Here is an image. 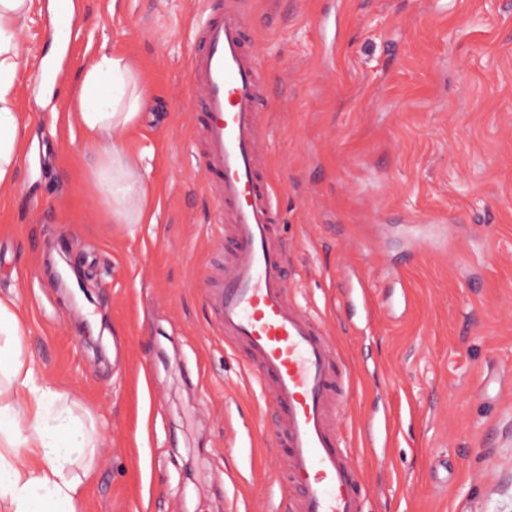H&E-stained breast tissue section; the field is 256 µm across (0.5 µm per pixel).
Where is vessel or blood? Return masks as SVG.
Listing matches in <instances>:
<instances>
[{
	"instance_id": "1",
	"label": "vessel or blood",
	"mask_w": 512,
	"mask_h": 512,
	"mask_svg": "<svg viewBox=\"0 0 512 512\" xmlns=\"http://www.w3.org/2000/svg\"><path fill=\"white\" fill-rule=\"evenodd\" d=\"M68 12V0H56L50 29L63 47ZM186 86L203 131L201 159L218 221L234 244L223 273H202L203 297L215 327L245 351L273 402L287 469L282 491L293 496L295 512H365V482L329 416L339 389L336 350L321 325L288 299L272 185L258 162L260 78L235 0H208ZM345 305L370 310L368 286L349 281Z\"/></svg>"
}]
</instances>
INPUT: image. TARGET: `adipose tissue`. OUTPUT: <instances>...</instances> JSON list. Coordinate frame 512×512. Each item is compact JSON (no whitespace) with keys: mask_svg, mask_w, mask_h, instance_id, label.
I'll return each instance as SVG.
<instances>
[{"mask_svg":"<svg viewBox=\"0 0 512 512\" xmlns=\"http://www.w3.org/2000/svg\"><path fill=\"white\" fill-rule=\"evenodd\" d=\"M28 0H0V187L11 185L24 149L13 99L22 64L13 27ZM146 91L134 67L115 54H101L86 70L76 114L89 143L111 141L94 172L116 224L141 223L149 192L139 157L121 143L138 119ZM21 318L12 299L0 297V512H78L79 489L90 474L89 439L72 444L73 422L58 416V433L44 426L45 409L58 394L41 386L22 358L17 338ZM33 462H18L19 449Z\"/></svg>","mask_w":512,"mask_h":512,"instance_id":"1","label":"adipose tissue"}]
</instances>
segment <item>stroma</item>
I'll use <instances>...</instances> for the list:
<instances>
[{"label":"stroma","instance_id":"obj_1","mask_svg":"<svg viewBox=\"0 0 512 512\" xmlns=\"http://www.w3.org/2000/svg\"><path fill=\"white\" fill-rule=\"evenodd\" d=\"M246 2L290 292L349 377L333 420L365 512H512V0ZM47 3L14 30L27 149L0 189V295L38 382L98 438L80 512H294L270 398L199 287L230 257L185 104L206 0H76L65 79L33 100L59 51ZM102 53L149 94L122 138L151 186L141 224L113 223L70 118ZM353 275L368 326L342 302ZM378 409L386 448L364 434ZM356 304L362 307L368 317L372 307L371 290L359 279H351L348 280V288L345 289V306L351 310Z\"/></svg>","mask_w":512,"mask_h":512}]
</instances>
